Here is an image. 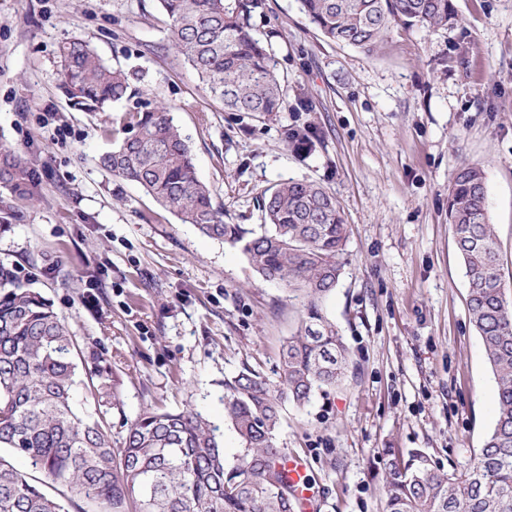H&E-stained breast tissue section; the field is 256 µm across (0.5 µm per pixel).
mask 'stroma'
Listing matches in <instances>:
<instances>
[{
	"mask_svg": "<svg viewBox=\"0 0 512 512\" xmlns=\"http://www.w3.org/2000/svg\"><path fill=\"white\" fill-rule=\"evenodd\" d=\"M456 23L393 25L368 54L326 40L298 0H266L257 35L275 52L284 111L228 112L170 45L158 0H0V146L35 174V201L0 187V265L37 288L117 388L112 444L146 409L224 419V378L278 382L299 303L242 252L200 235L142 187L99 164L126 136L129 102L72 108L59 49L77 35L133 89L169 105L198 176L228 224L262 221L264 192L316 181L348 228L342 276L324 301L349 351L345 380L284 404L278 442L307 464L313 512H384L389 462L419 449L466 471L496 414V382L467 310L448 222L460 163L486 172L503 280L512 291V0H452ZM313 109L295 111L298 94ZM312 132L311 150L283 142Z\"/></svg>",
	"mask_w": 512,
	"mask_h": 512,
	"instance_id": "1",
	"label": "stroma"
}]
</instances>
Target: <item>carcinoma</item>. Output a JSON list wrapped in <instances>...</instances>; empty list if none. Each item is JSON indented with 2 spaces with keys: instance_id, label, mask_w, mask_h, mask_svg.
Segmentation results:
<instances>
[{
  "instance_id": "1",
  "label": "carcinoma",
  "mask_w": 512,
  "mask_h": 512,
  "mask_svg": "<svg viewBox=\"0 0 512 512\" xmlns=\"http://www.w3.org/2000/svg\"><path fill=\"white\" fill-rule=\"evenodd\" d=\"M331 42L375 51L394 24L427 29L454 25L451 0H299ZM172 19L171 47L211 97L230 112L283 109L284 86L269 44L254 33L265 0H159ZM60 88L75 107L105 112L134 97L126 73L107 64L84 39L60 49ZM130 135L100 157L112 176L140 185L165 210L201 235L238 248L265 281L302 298L296 332L273 384L245 368L224 379V419L241 448L224 455L218 427L199 411L141 413L123 447H112L102 423L81 413L74 396L80 364L69 326L42 294L0 267V512H68L56 492L83 499L84 512H298L283 468L277 431L288 401L301 407L334 387L349 358L323 301L341 275L347 240L336 198L322 184L288 180L264 198L265 223H224L197 176L189 144L171 107L139 100ZM289 147L312 146L310 131L284 129ZM33 174L21 153L0 148V186L34 198ZM448 223L468 284L470 321L495 377L497 412L485 443L461 474L445 472L421 450L390 463L386 512H512V298L499 264L484 169L462 163L448 188ZM98 406L115 399L111 379L90 386ZM21 456L34 475L12 462Z\"/></svg>"
}]
</instances>
